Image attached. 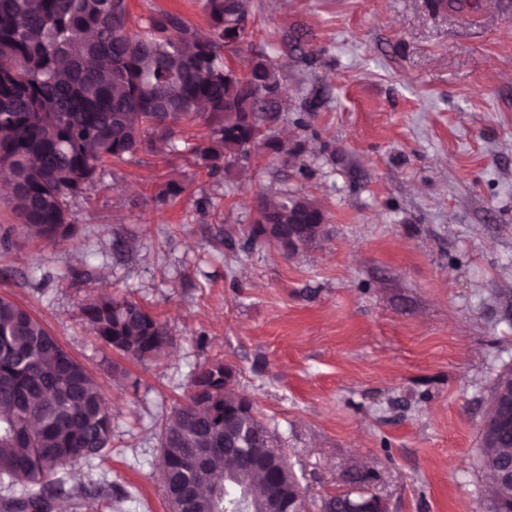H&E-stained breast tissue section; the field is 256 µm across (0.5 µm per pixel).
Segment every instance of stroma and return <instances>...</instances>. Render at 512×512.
I'll list each match as a JSON object with an SVG mask.
<instances>
[{
	"label": "stroma",
	"mask_w": 512,
	"mask_h": 512,
	"mask_svg": "<svg viewBox=\"0 0 512 512\" xmlns=\"http://www.w3.org/2000/svg\"><path fill=\"white\" fill-rule=\"evenodd\" d=\"M203 5L128 0L133 20L202 28ZM472 13L480 27L435 0H252L230 61L279 67L286 155L210 177L189 151L208 129L191 124L175 152L100 168L70 203L76 240L18 231L0 250V296L112 406V454L67 512H169L159 425L216 358L287 448L307 512L357 476L387 512H485L481 425L512 369V0ZM169 181L182 193L159 198ZM261 190L316 198L321 244L251 247ZM111 291L165 323L166 355L94 337L82 307Z\"/></svg>",
	"instance_id": "35a3bbf8"
}]
</instances>
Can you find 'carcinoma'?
<instances>
[{"instance_id": "carcinoma-1", "label": "carcinoma", "mask_w": 512, "mask_h": 512, "mask_svg": "<svg viewBox=\"0 0 512 512\" xmlns=\"http://www.w3.org/2000/svg\"><path fill=\"white\" fill-rule=\"evenodd\" d=\"M205 29L160 11L139 32L129 31L127 0H0V179L11 186L8 203L25 235L54 243L71 239L69 202L95 185L99 167L139 153L176 147L175 130L198 119L209 133L190 147L208 174L229 171L245 145L272 154L284 142L261 133L269 117L243 123L259 93L280 86L275 63L258 58L251 72L233 76L227 45L244 36L240 3L204 0ZM263 211L288 223V212L307 196L261 194ZM89 329L112 349L137 360L162 354L168 332L133 299L109 296L82 308ZM189 393L159 427L167 461L161 481L170 512H224V434L237 432L245 463L236 481L257 490L255 512H288L300 485L285 449L257 411L233 416L239 401L224 382L217 359L194 370ZM208 451L196 471L188 458ZM484 472L512 457V435L481 434ZM112 452V412L101 387L30 312L0 297V486L24 487L6 499V512H50L65 494L75 467L88 472Z\"/></svg>"}]
</instances>
